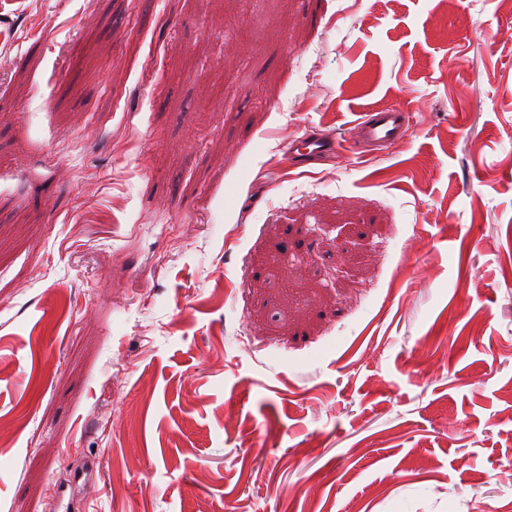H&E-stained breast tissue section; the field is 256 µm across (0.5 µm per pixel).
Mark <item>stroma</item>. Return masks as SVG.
Here are the masks:
<instances>
[{
	"label": "stroma",
	"instance_id": "stroma-1",
	"mask_svg": "<svg viewBox=\"0 0 512 512\" xmlns=\"http://www.w3.org/2000/svg\"><path fill=\"white\" fill-rule=\"evenodd\" d=\"M84 505L512 512L499 0H0V512ZM409 124V113L399 105H391L361 114L352 126V137L357 142L394 146L403 138ZM343 150V142L323 133H305L288 141L284 150V161L290 170L334 156Z\"/></svg>",
	"mask_w": 512,
	"mask_h": 512
}]
</instances>
